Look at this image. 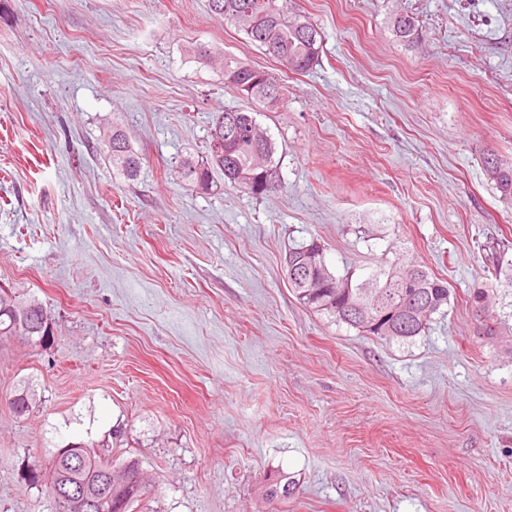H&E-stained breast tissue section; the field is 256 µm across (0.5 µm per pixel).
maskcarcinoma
Wrapping results in <instances>:
<instances>
[{
  "label": "carcinoma",
  "mask_w": 512,
  "mask_h": 512,
  "mask_svg": "<svg viewBox=\"0 0 512 512\" xmlns=\"http://www.w3.org/2000/svg\"><path fill=\"white\" fill-rule=\"evenodd\" d=\"M208 8L212 14L237 25L251 42L279 64L283 73H304L319 58L321 35L318 28L297 16L288 17L277 0H208ZM390 30L407 46L419 38L416 20L408 14L394 15L390 20ZM190 51L200 60H220L224 84L234 87L246 100L272 105L282 100L280 78L275 74L216 54L209 46L195 45ZM233 114L251 116L253 112L249 108H238L215 113L205 155L197 159H182L175 170L177 178L196 190L207 192L213 184V171L218 170L224 174V181L251 195L263 197L278 193L281 182L275 159L276 141L257 121L246 126L245 134H231L223 138L222 149L217 151L213 148L216 132L224 129L228 117ZM101 146L116 174L127 179L137 177L143 157L133 149L123 129L116 124L105 129ZM481 164L487 178L500 192L501 201L512 206V160L490 150L483 154ZM308 251L318 252L320 271H310L299 282L288 278L297 299L309 309L368 336L389 342H410L426 332L432 315L450 301L448 282L431 275L418 264L402 266L413 278L412 288H401L395 283L394 265H380L360 281L353 279L354 272L349 270L339 276L330 270L325 248L316 239L289 249L285 269L300 264ZM467 305L477 322L478 334L487 339L498 335L487 289H471ZM44 312L46 309L36 297H23L10 288L0 287V338L17 339L34 347L50 346L55 339L54 327H42L38 323V315ZM96 448L97 445L91 441L83 443L80 454L85 468L77 474L67 467L65 457L54 460L45 476L31 470L30 482L37 483L44 477L49 483L55 512L68 510L61 494L68 490L71 476L92 486L96 483L98 471L108 467L125 474L124 482L112 485L111 501L102 503L99 509L82 510L76 505L73 512H134V506L142 505L149 498V485L139 484L144 470L138 459L106 457ZM294 486L295 483L284 475L267 483L262 491L260 508L288 499Z\"/></svg>",
  "instance_id": "1"
}]
</instances>
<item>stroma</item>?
Segmentation results:
<instances>
[{"instance_id": "1", "label": "stroma", "mask_w": 512, "mask_h": 512, "mask_svg": "<svg viewBox=\"0 0 512 512\" xmlns=\"http://www.w3.org/2000/svg\"><path fill=\"white\" fill-rule=\"evenodd\" d=\"M316 25L313 67L248 103L194 44L276 63L207 0H0V286L36 296L53 345L0 340V512H54L45 472L69 441L111 444L152 485L149 512H512V348L478 336L469 289L512 281V208L480 163L512 157V0H279ZM395 12L421 41L391 34ZM252 107L281 190L256 198L199 157L214 112ZM118 122L144 157L117 175L98 142ZM336 271L414 262L451 290L413 343L306 308L289 247ZM44 401L7 406L22 380ZM282 481L285 482L282 484ZM294 486L295 483L288 480L285 475H280L272 482L267 483L261 495L260 508L262 510L258 511H273V509L263 510V508L269 507L272 503H279L288 499L293 493Z\"/></svg>"}]
</instances>
